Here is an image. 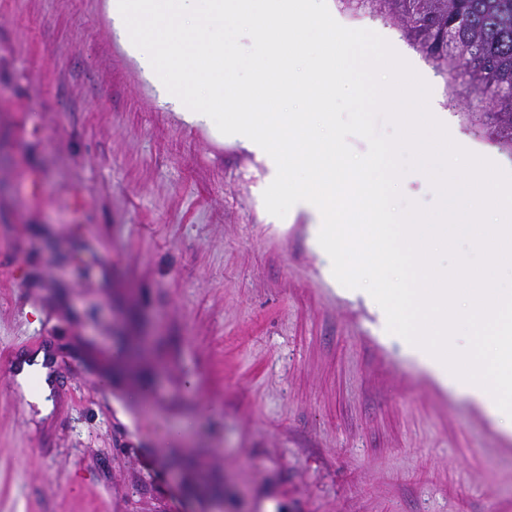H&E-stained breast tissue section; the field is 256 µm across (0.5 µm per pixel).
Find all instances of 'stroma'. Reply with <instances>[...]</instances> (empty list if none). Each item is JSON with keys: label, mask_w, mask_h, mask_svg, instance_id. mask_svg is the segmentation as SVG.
Wrapping results in <instances>:
<instances>
[{"label": "stroma", "mask_w": 512, "mask_h": 512, "mask_svg": "<svg viewBox=\"0 0 512 512\" xmlns=\"http://www.w3.org/2000/svg\"><path fill=\"white\" fill-rule=\"evenodd\" d=\"M397 43L469 150L446 79ZM263 162L161 106L103 0H0V512H512V431L380 339L269 214ZM148 407L107 355L134 342ZM50 350L38 417L13 353ZM202 418L194 463L164 441Z\"/></svg>", "instance_id": "35a3bbf8"}]
</instances>
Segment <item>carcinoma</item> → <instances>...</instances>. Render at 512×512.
<instances>
[{
  "label": "carcinoma",
  "mask_w": 512,
  "mask_h": 512,
  "mask_svg": "<svg viewBox=\"0 0 512 512\" xmlns=\"http://www.w3.org/2000/svg\"><path fill=\"white\" fill-rule=\"evenodd\" d=\"M395 21L446 77L462 115L512 154V0H341Z\"/></svg>",
  "instance_id": "1"
}]
</instances>
